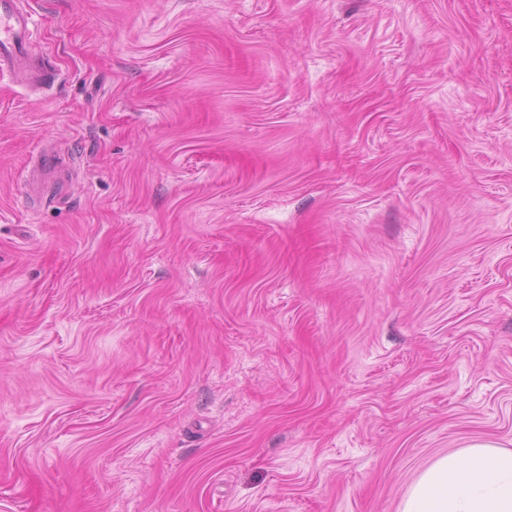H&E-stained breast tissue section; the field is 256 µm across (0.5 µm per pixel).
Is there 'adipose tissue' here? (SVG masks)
Wrapping results in <instances>:
<instances>
[{
  "mask_svg": "<svg viewBox=\"0 0 512 512\" xmlns=\"http://www.w3.org/2000/svg\"><path fill=\"white\" fill-rule=\"evenodd\" d=\"M399 512H512V449L474 441L439 456L410 485Z\"/></svg>",
  "mask_w": 512,
  "mask_h": 512,
  "instance_id": "ef3b65f1",
  "label": "adipose tissue"
}]
</instances>
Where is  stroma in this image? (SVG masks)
Instances as JSON below:
<instances>
[{
  "mask_svg": "<svg viewBox=\"0 0 512 512\" xmlns=\"http://www.w3.org/2000/svg\"><path fill=\"white\" fill-rule=\"evenodd\" d=\"M30 5L0 512H398L512 449V0Z\"/></svg>",
  "mask_w": 512,
  "mask_h": 512,
  "instance_id": "35a3bbf8",
  "label": "stroma"
}]
</instances>
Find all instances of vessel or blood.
<instances>
[{
	"label": "vessel or blood",
	"instance_id": "obj_1",
	"mask_svg": "<svg viewBox=\"0 0 512 512\" xmlns=\"http://www.w3.org/2000/svg\"><path fill=\"white\" fill-rule=\"evenodd\" d=\"M30 25L31 14L21 0H0V70L24 76L29 84H48L56 73L32 59Z\"/></svg>",
	"mask_w": 512,
	"mask_h": 512
}]
</instances>
